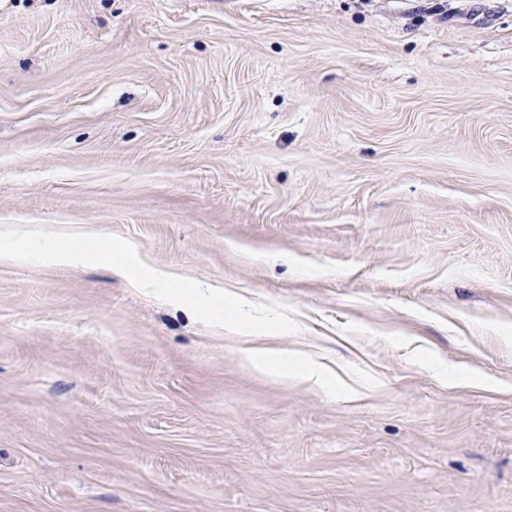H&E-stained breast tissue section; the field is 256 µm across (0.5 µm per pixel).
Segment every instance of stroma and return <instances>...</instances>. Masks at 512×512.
<instances>
[{
  "mask_svg": "<svg viewBox=\"0 0 512 512\" xmlns=\"http://www.w3.org/2000/svg\"><path fill=\"white\" fill-rule=\"evenodd\" d=\"M9 225L300 330L0 264V512H512V0H0ZM249 363L259 371H267L272 362L276 360L274 372L282 377L301 378L307 382L315 384L324 383V376L321 369L315 364H305L303 367L296 366L288 357H278L275 353L267 349H251L247 353Z\"/></svg>",
  "mask_w": 512,
  "mask_h": 512,
  "instance_id": "obj_1",
  "label": "stroma"
}]
</instances>
